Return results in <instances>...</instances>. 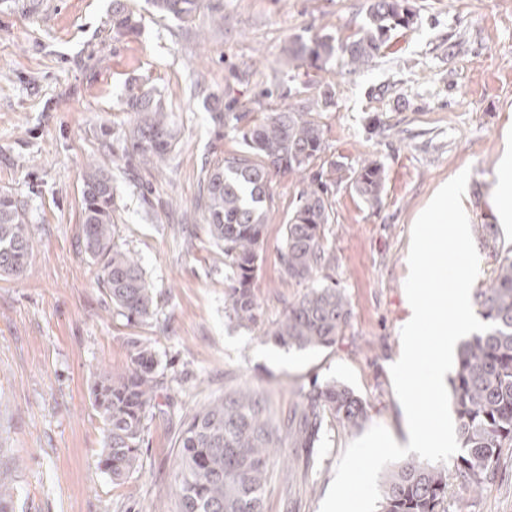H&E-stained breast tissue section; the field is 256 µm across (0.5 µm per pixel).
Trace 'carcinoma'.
I'll list each match as a JSON object with an SVG mask.
<instances>
[{
	"mask_svg": "<svg viewBox=\"0 0 512 512\" xmlns=\"http://www.w3.org/2000/svg\"><path fill=\"white\" fill-rule=\"evenodd\" d=\"M201 4L202 0H153L160 13L180 19L195 13ZM413 21L407 0H370L367 22L356 38L338 46L329 36L294 42L286 48V60L306 62L320 71L337 56L341 67L354 72L372 63L392 35ZM112 29L122 35L136 32V21L122 0H112ZM332 99L328 84L316 100L266 113L243 128L241 151L214 161L205 170L198 206L205 214L210 239L224 255V301L241 327L249 328L259 318L254 284L274 204L268 190L273 176L305 173L310 181L285 225L282 277L308 282L326 263L324 227L334 217L330 189L343 181V166L317 167L315 161L324 150L318 112ZM125 105L135 115L125 136V153L160 169L178 137L161 95L131 92ZM210 118L219 131L236 129L246 113L226 112L217 101ZM385 179L383 166L371 161L349 177L350 188L373 207L381 199ZM113 213L112 179L90 162L82 175L80 237L85 252L99 265L98 283L112 305L131 320H145L152 314L153 293L139 261L113 245ZM32 251L25 210L11 194L1 191L0 275L22 272ZM474 304L492 328L461 343L450 380L461 442L454 476L467 491L492 479L495 460L502 448L512 444V255L499 261L489 285L475 293ZM350 314V301L340 289L313 286L288 305L265 335L290 349L330 347L343 335ZM130 361L125 373L106 374L92 388L106 432L101 464L117 484L137 464L144 419L154 406L158 385L157 360L149 345L134 342ZM366 415L362 398L336 380L312 382L285 419L271 417L267 398L251 388L211 399L186 418L179 435L174 476L179 512H263L271 459L285 442L311 448L328 418L352 429ZM447 499L448 470L411 458L385 475L379 512H445ZM0 512H16L12 487L2 481Z\"/></svg>",
	"mask_w": 512,
	"mask_h": 512,
	"instance_id": "cac0c4a2",
	"label": "carcinoma"
}]
</instances>
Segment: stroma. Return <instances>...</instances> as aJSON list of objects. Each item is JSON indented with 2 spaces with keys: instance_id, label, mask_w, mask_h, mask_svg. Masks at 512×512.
Listing matches in <instances>:
<instances>
[{
  "instance_id": "1",
  "label": "stroma",
  "mask_w": 512,
  "mask_h": 512,
  "mask_svg": "<svg viewBox=\"0 0 512 512\" xmlns=\"http://www.w3.org/2000/svg\"><path fill=\"white\" fill-rule=\"evenodd\" d=\"M138 22L112 30V0H0V191L24 207L33 241L25 272L0 276V464L10 467L18 512H178L173 476L185 412L241 387L264 392L288 414L310 382L339 380L365 402L349 429L330 419L311 448H283L292 468L273 477L264 512H320L346 446L380 424L403 437L406 422L390 367L401 355L410 311L404 284L413 222L444 182L469 170L462 203L486 287L512 250V227L495 246L481 226L493 213L504 135H512V0H409L416 15L371 66L317 71L286 63L295 40H352L368 0H210L179 20L152 0H123ZM332 83L319 120L322 162L346 172L376 160L385 168L378 206L336 187L323 237L329 264L315 284L351 303L343 336L328 348L286 349L263 335L307 290L280 277L285 226L305 185L274 177L260 270L259 320H230L224 257L197 209L201 167L237 153L241 134L216 135L206 110L248 121L315 96ZM161 94L179 132L161 171L127 160L123 136L134 115L129 90ZM97 162L112 178L113 241L141 261L153 313L131 322L97 282L80 239L82 175ZM157 358L155 405L137 466L113 483L99 459L104 426L91 388L101 371L124 373L133 340ZM476 493L450 481L447 512H512V447Z\"/></svg>"
}]
</instances>
